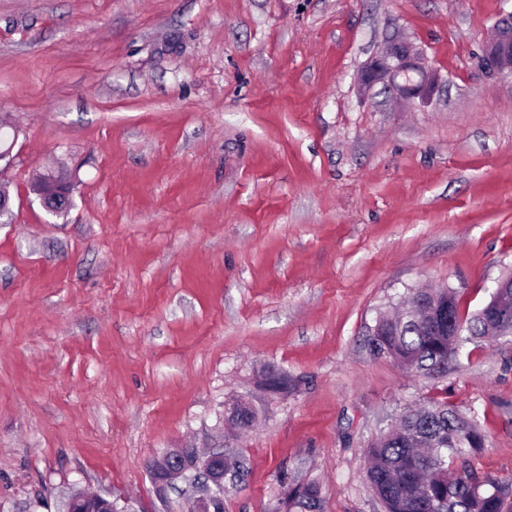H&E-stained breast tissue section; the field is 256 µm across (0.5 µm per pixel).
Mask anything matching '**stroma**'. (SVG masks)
Returning <instances> with one entry per match:
<instances>
[{
	"instance_id": "obj_1",
	"label": "stroma",
	"mask_w": 512,
	"mask_h": 512,
	"mask_svg": "<svg viewBox=\"0 0 512 512\" xmlns=\"http://www.w3.org/2000/svg\"><path fill=\"white\" fill-rule=\"evenodd\" d=\"M512 0H0V512L74 488L159 500L148 462L224 444V512H275L280 471L324 512H383L365 450L445 401L512 482V336L423 375L372 355L420 286L462 318L512 273V76L476 60ZM439 76L407 108L358 77L390 41ZM63 169L64 215L36 176ZM271 366L288 376L272 395ZM233 398L258 420L218 425Z\"/></svg>"
}]
</instances>
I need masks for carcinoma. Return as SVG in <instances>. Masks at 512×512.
Here are the masks:
<instances>
[{
    "mask_svg": "<svg viewBox=\"0 0 512 512\" xmlns=\"http://www.w3.org/2000/svg\"><path fill=\"white\" fill-rule=\"evenodd\" d=\"M488 333L478 317L468 320L465 336H434L423 315L384 317L369 339L377 357L393 360L411 371L431 373L448 364V346L462 347L473 336ZM264 389L272 394L288 390V375L267 369ZM480 432L476 418L467 419L445 402L410 409L371 442V465L366 478L385 512H512V488L496 478L479 476L467 464L452 468L471 448V433ZM286 512H323L321 488L315 482L287 485Z\"/></svg>",
    "mask_w": 512,
    "mask_h": 512,
    "instance_id": "1",
    "label": "carcinoma"
}]
</instances>
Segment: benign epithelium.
<instances>
[{"instance_id":"obj_1","label":"benign epithelium","mask_w":512,"mask_h":512,"mask_svg":"<svg viewBox=\"0 0 512 512\" xmlns=\"http://www.w3.org/2000/svg\"><path fill=\"white\" fill-rule=\"evenodd\" d=\"M478 70L485 74L512 75V12L499 18L494 35L477 59ZM362 85L376 83L409 105L425 104L438 85L436 74L423 62V54L413 43L393 40L373 59L362 74ZM0 128L12 131L11 139L0 141V161L10 156L18 129L0 117ZM34 191L40 197L45 210L54 216L65 212L70 204V187L60 176L52 174L40 177ZM512 289V277L498 281L494 300L482 308L481 320L495 327L502 336L512 335V302L506 301L500 292ZM433 323L449 336H459L464 329L463 319L457 318L452 300L424 310ZM224 449L209 450L202 454L197 448H172L152 459L147 471L155 479V491L164 499L168 492L187 482L196 505V512H211L212 494L226 488L224 475ZM121 499H110L101 494H88L81 489L72 492L66 502V512H117Z\"/></svg>"}]
</instances>
